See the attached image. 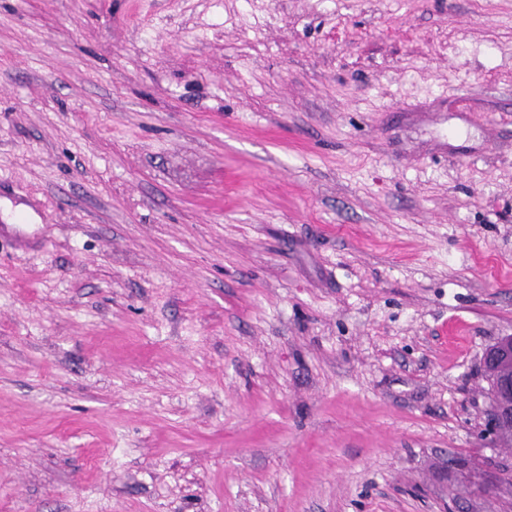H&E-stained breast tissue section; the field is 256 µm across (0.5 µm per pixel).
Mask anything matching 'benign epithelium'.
<instances>
[{
	"mask_svg": "<svg viewBox=\"0 0 512 512\" xmlns=\"http://www.w3.org/2000/svg\"><path fill=\"white\" fill-rule=\"evenodd\" d=\"M506 361L512 362V336L500 338L485 348L481 355L483 369L495 376L492 406L485 429V435L494 440L502 429L512 428V374H499V368Z\"/></svg>",
	"mask_w": 512,
	"mask_h": 512,
	"instance_id": "7a95c632",
	"label": "benign epithelium"
}]
</instances>
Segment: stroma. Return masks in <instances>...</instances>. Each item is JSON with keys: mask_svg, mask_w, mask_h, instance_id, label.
<instances>
[{"mask_svg": "<svg viewBox=\"0 0 512 512\" xmlns=\"http://www.w3.org/2000/svg\"><path fill=\"white\" fill-rule=\"evenodd\" d=\"M0 512H512V0H0ZM506 361L512 362V336L500 338L484 349L481 364L487 374L495 376L492 406L487 415L484 434L497 441V435L504 428H512V374L499 375V368ZM511 446L512 430L506 429L499 436Z\"/></svg>", "mask_w": 512, "mask_h": 512, "instance_id": "1", "label": "stroma"}]
</instances>
